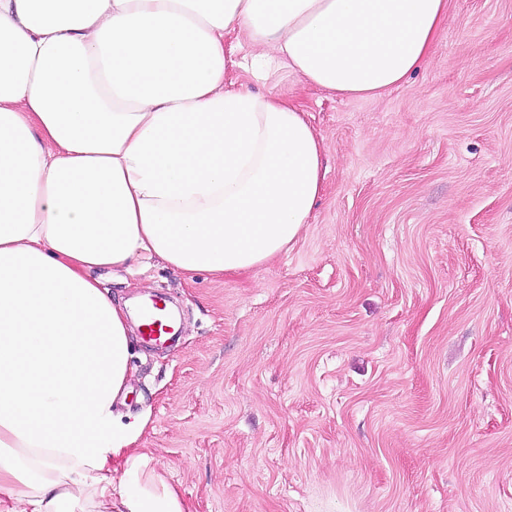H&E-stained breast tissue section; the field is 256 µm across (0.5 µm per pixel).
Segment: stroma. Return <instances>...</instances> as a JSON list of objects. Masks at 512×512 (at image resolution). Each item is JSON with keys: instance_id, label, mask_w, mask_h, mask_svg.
<instances>
[{"instance_id": "1", "label": "stroma", "mask_w": 512, "mask_h": 512, "mask_svg": "<svg viewBox=\"0 0 512 512\" xmlns=\"http://www.w3.org/2000/svg\"><path fill=\"white\" fill-rule=\"evenodd\" d=\"M228 80L305 107L324 191L253 269L95 271L178 318L132 330L115 411L146 421L142 471L188 512H512V0H451L376 97ZM140 317L144 326V338L147 341L160 342L172 333L173 321L155 297L143 302L139 307Z\"/></svg>"}]
</instances>
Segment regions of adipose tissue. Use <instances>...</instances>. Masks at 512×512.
<instances>
[{
	"instance_id": "ef3b65f1",
	"label": "adipose tissue",
	"mask_w": 512,
	"mask_h": 512,
	"mask_svg": "<svg viewBox=\"0 0 512 512\" xmlns=\"http://www.w3.org/2000/svg\"><path fill=\"white\" fill-rule=\"evenodd\" d=\"M448 11L0 0V512H187L128 452L129 314L89 270L156 256L225 274L283 252L321 195L323 146L302 105L228 88V70L375 97L422 67Z\"/></svg>"
}]
</instances>
